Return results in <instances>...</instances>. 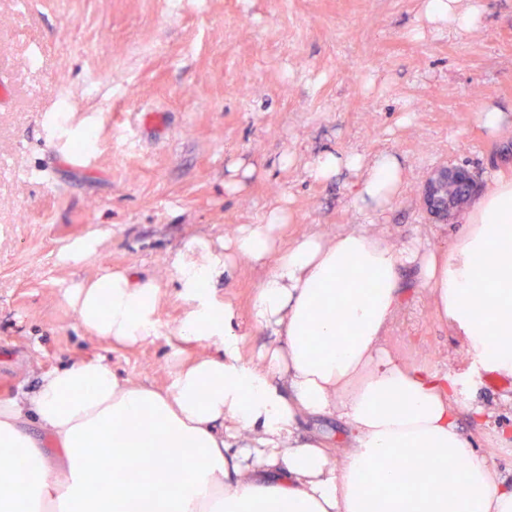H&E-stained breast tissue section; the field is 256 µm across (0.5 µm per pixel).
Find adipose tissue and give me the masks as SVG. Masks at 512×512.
Returning <instances> with one entry per match:
<instances>
[{"instance_id":"adipose-tissue-1","label":"adipose tissue","mask_w":512,"mask_h":512,"mask_svg":"<svg viewBox=\"0 0 512 512\" xmlns=\"http://www.w3.org/2000/svg\"><path fill=\"white\" fill-rule=\"evenodd\" d=\"M477 0H424L416 37L481 27ZM357 173L358 199L381 210L399 195L396 156L326 151L308 173L327 182ZM284 209L244 224L215 249L191 239L172 261L192 305L179 326L216 354L181 367L160 391L121 379L105 358L77 359L43 375L28 397L0 401V512H512V475L499 472L459 431L489 407L461 406L447 375L400 362L383 346L416 270L438 317L473 349L481 368L512 378V173L497 172L463 215L451 247H398L361 230L309 234L278 247ZM269 266L249 310L209 303L207 290L234 254ZM159 287L107 272L72 286L68 300L95 336L134 345L150 334ZM271 331L258 361L244 360L248 327ZM338 419L336 442L302 437L309 420ZM55 443L51 464L29 433ZM252 433L251 446L237 442ZM112 476L103 492L86 465Z\"/></svg>"}]
</instances>
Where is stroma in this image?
<instances>
[{
	"label": "stroma",
	"instance_id": "1",
	"mask_svg": "<svg viewBox=\"0 0 512 512\" xmlns=\"http://www.w3.org/2000/svg\"><path fill=\"white\" fill-rule=\"evenodd\" d=\"M483 27L413 38L422 0H0V400L32 393L74 359L106 358L133 384L171 385L212 353L179 334L189 307L170 257L195 237H232L286 208L280 243L361 228L400 245L450 246L461 218L433 221L420 198L435 168L464 165L489 183L512 168V131L491 135L481 103L512 107V0H480ZM38 64H30L31 55ZM95 83L96 94L86 92ZM67 107L66 135L51 120ZM98 134L86 163L72 139ZM388 151L405 169L385 210L355 199L356 177L324 183L307 167L323 151ZM291 156L293 165L280 163ZM253 166L239 192L231 166ZM99 231L95 254L59 255ZM127 271L159 285L149 337L111 344L86 332L68 289ZM267 270L245 256L216 280L217 303L250 307ZM385 338L401 361L459 379L461 403L494 406L512 427V382L483 372L441 322L414 272ZM503 472L512 445L460 421Z\"/></svg>",
	"mask_w": 512,
	"mask_h": 512
}]
</instances>
